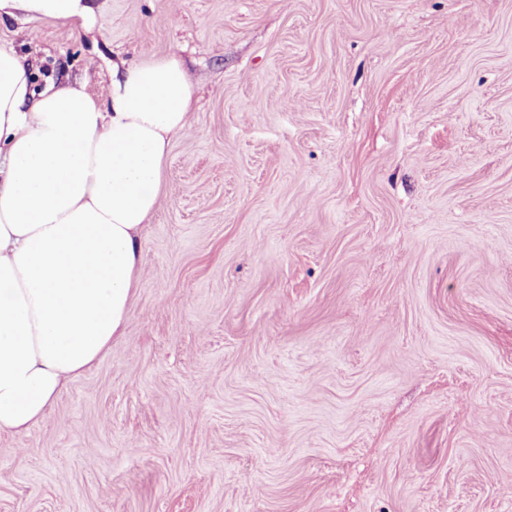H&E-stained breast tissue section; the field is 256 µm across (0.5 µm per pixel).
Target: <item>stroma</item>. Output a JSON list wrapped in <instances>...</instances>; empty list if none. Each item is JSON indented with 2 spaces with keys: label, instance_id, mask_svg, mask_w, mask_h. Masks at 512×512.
Segmentation results:
<instances>
[{
  "label": "stroma",
  "instance_id": "stroma-1",
  "mask_svg": "<svg viewBox=\"0 0 512 512\" xmlns=\"http://www.w3.org/2000/svg\"><path fill=\"white\" fill-rule=\"evenodd\" d=\"M0 45L193 84L123 336L0 512H512V0H93Z\"/></svg>",
  "mask_w": 512,
  "mask_h": 512
}]
</instances>
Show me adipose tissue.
I'll use <instances>...</instances> for the list:
<instances>
[{
	"mask_svg": "<svg viewBox=\"0 0 512 512\" xmlns=\"http://www.w3.org/2000/svg\"><path fill=\"white\" fill-rule=\"evenodd\" d=\"M87 26L91 0H0L16 14ZM181 60L113 64L107 98L33 88L0 46V432L42 420L66 382L121 336L172 138L191 126Z\"/></svg>",
	"mask_w": 512,
	"mask_h": 512,
	"instance_id": "1",
	"label": "adipose tissue"
}]
</instances>
